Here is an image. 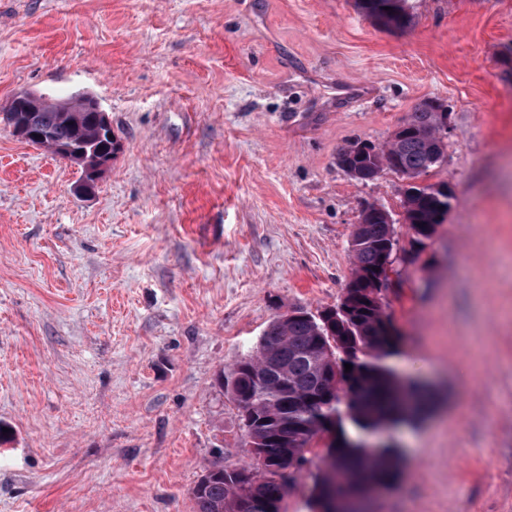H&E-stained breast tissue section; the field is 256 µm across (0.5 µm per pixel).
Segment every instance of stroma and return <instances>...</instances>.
<instances>
[{
  "label": "stroma",
  "instance_id": "1",
  "mask_svg": "<svg viewBox=\"0 0 512 512\" xmlns=\"http://www.w3.org/2000/svg\"><path fill=\"white\" fill-rule=\"evenodd\" d=\"M410 4L391 33L354 0H0V105L88 95L120 143L85 196L0 121V512H196L247 465L218 377L339 303L364 203L407 247L401 176L337 160L425 99L450 126L420 181L454 199L386 302L435 406L375 508L512 512V0Z\"/></svg>",
  "mask_w": 512,
  "mask_h": 512
}]
</instances>
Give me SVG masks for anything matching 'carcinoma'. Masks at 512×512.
<instances>
[{"label": "carcinoma", "instance_id": "1", "mask_svg": "<svg viewBox=\"0 0 512 512\" xmlns=\"http://www.w3.org/2000/svg\"><path fill=\"white\" fill-rule=\"evenodd\" d=\"M356 9L378 28L410 27L409 0H354ZM46 101L35 118L45 132L43 146L52 150L71 145L95 160L115 154L119 143L90 121L76 125ZM439 115L416 109L405 126L379 147V154L355 160L359 181H374L385 171L419 177L443 158ZM443 185L403 187L404 223L411 231V251L419 253L431 240L448 212ZM394 225L382 216L360 214L350 241L352 275L344 311L314 316L303 310L271 322L257 352L239 359L231 371L227 393L240 410L245 440L259 446L263 463L240 468L215 465L192 488L196 512H286L283 503L289 481L312 459V442H324L320 459L326 467L313 476L312 501L332 487L349 494L380 482L388 486L399 477V449L352 448L350 443L383 422H411L431 402L426 389L404 381L386 360L398 347L399 333L387 303L370 298L373 279L388 281L380 268L382 254L395 248ZM352 365L345 372V364ZM250 473L247 487L238 485L237 471Z\"/></svg>", "mask_w": 512, "mask_h": 512}]
</instances>
